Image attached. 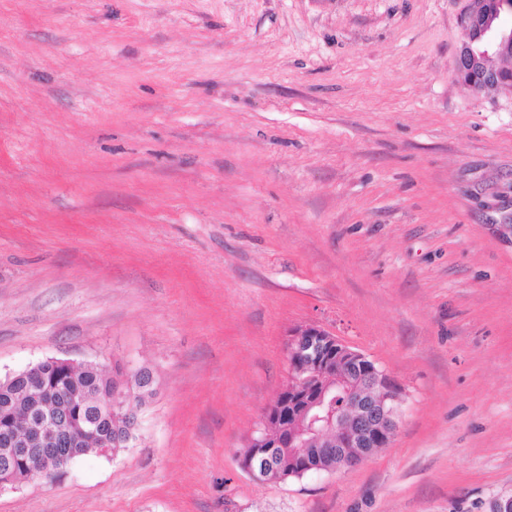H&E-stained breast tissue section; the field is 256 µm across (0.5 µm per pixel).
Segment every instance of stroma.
<instances>
[{
  "label": "stroma",
  "mask_w": 512,
  "mask_h": 512,
  "mask_svg": "<svg viewBox=\"0 0 512 512\" xmlns=\"http://www.w3.org/2000/svg\"><path fill=\"white\" fill-rule=\"evenodd\" d=\"M465 0H0V380L144 366L117 456L0 512H491L512 496V90ZM325 328L400 391L388 447L238 454ZM512 18L511 0H468L460 18L462 41L457 55V74L461 80L479 90L486 87H512V70L487 67L490 54L499 56L512 51V25L509 32L501 29L503 13ZM497 85H488L495 82ZM494 89V88H486Z\"/></svg>",
  "instance_id": "1"
}]
</instances>
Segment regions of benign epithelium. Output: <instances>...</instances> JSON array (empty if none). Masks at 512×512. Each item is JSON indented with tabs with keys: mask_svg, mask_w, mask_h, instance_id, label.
I'll return each mask as SVG.
<instances>
[{
	"mask_svg": "<svg viewBox=\"0 0 512 512\" xmlns=\"http://www.w3.org/2000/svg\"><path fill=\"white\" fill-rule=\"evenodd\" d=\"M506 11L512 13V0H467L460 18L462 41L456 68L459 78L474 88L497 79V72L485 64L490 55L502 56L512 49V29H501ZM287 353L289 374L285 389L291 394L309 390L313 394L291 421L279 399L265 409L258 435L247 441L239 455L242 470L253 481L262 483L276 471L273 459L280 451L290 452L298 471L314 469V458L307 448L324 438L332 441L322 454L334 460L333 471L354 467L389 444L400 418L399 392L384 370L374 364L365 377L352 380L347 369L368 357L314 325L294 330ZM49 364L63 365L76 373L87 362L47 358L21 371L19 377L29 381L35 395L23 407V430L10 426L3 431L0 460L8 463L43 459L50 467L42 471V476L53 483L83 455L95 432L70 425L68 411L74 397L41 390ZM142 372L141 367H127L111 375L114 386L108 393L87 395L83 400L109 417L112 405L124 400L131 389V377ZM339 392L343 401L337 404Z\"/></svg>",
	"mask_w": 512,
	"mask_h": 512,
	"instance_id": "7a95c632",
	"label": "benign epithelium"
}]
</instances>
